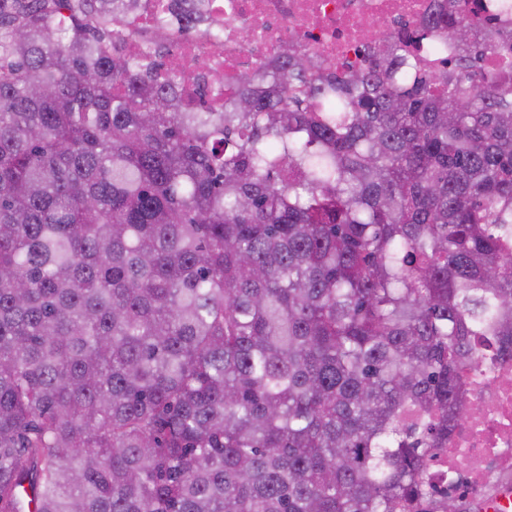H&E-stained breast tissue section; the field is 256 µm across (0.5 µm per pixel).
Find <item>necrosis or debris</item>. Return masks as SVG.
I'll use <instances>...</instances> for the list:
<instances>
[{"mask_svg":"<svg viewBox=\"0 0 512 512\" xmlns=\"http://www.w3.org/2000/svg\"><path fill=\"white\" fill-rule=\"evenodd\" d=\"M141 2L142 12L116 28L115 43L128 54H160L163 69L218 107L241 73L275 58L283 44L340 64L364 44L373 22L393 34L415 28L435 0H212L213 20L202 29L178 20L173 0ZM243 28L255 34L247 46L238 40ZM464 380L463 400L478 412L452 426L433 450L430 470L465 499L512 478V357H487L466 368Z\"/></svg>","mask_w":512,"mask_h":512,"instance_id":"obj_1","label":"necrosis or debris"}]
</instances>
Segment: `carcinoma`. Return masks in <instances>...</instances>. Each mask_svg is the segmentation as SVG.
<instances>
[{
    "label": "carcinoma",
    "instance_id": "carcinoma-1",
    "mask_svg": "<svg viewBox=\"0 0 512 512\" xmlns=\"http://www.w3.org/2000/svg\"><path fill=\"white\" fill-rule=\"evenodd\" d=\"M140 7L0 0V512H470L425 470L512 351V36L210 112L114 51Z\"/></svg>",
    "mask_w": 512,
    "mask_h": 512
}]
</instances>
